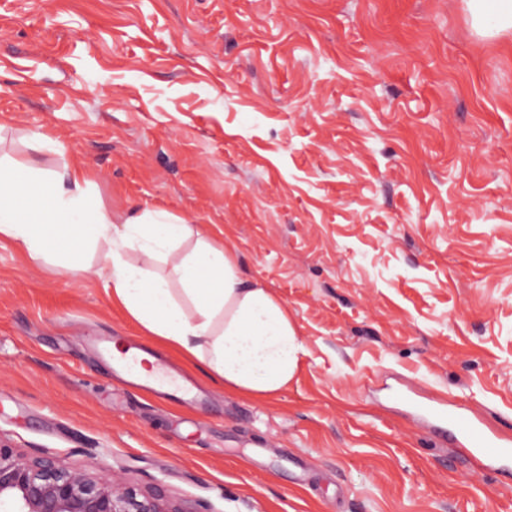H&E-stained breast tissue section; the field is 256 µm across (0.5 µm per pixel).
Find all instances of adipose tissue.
Here are the masks:
<instances>
[{"mask_svg": "<svg viewBox=\"0 0 512 512\" xmlns=\"http://www.w3.org/2000/svg\"><path fill=\"white\" fill-rule=\"evenodd\" d=\"M48 144L62 159L58 170L0 160V239L34 259H46L72 277L87 268L82 245L105 242L108 285L144 335L203 367L225 390L255 399L278 395L294 380L303 351L288 305L270 288L242 277L235 251L161 209L121 216L93 204L87 169ZM138 248L170 264L178 288L132 262Z\"/></svg>", "mask_w": 512, "mask_h": 512, "instance_id": "1", "label": "adipose tissue"}]
</instances>
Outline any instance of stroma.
Listing matches in <instances>:
<instances>
[{"mask_svg":"<svg viewBox=\"0 0 512 512\" xmlns=\"http://www.w3.org/2000/svg\"><path fill=\"white\" fill-rule=\"evenodd\" d=\"M94 199L211 225L303 345L262 402L113 306L108 247L73 278L0 240V438L162 481L212 512H512V479L433 443L417 384L512 438V32L464 0H0V156ZM154 349L196 395L114 376Z\"/></svg>","mask_w":512,"mask_h":512,"instance_id":"1","label":"stroma"}]
</instances>
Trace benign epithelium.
Listing matches in <instances>:
<instances>
[{"label":"benign epithelium","mask_w":512,"mask_h":512,"mask_svg":"<svg viewBox=\"0 0 512 512\" xmlns=\"http://www.w3.org/2000/svg\"><path fill=\"white\" fill-rule=\"evenodd\" d=\"M0 512H211L169 496L156 481L136 488L0 440Z\"/></svg>","instance_id":"obj_1"}]
</instances>
